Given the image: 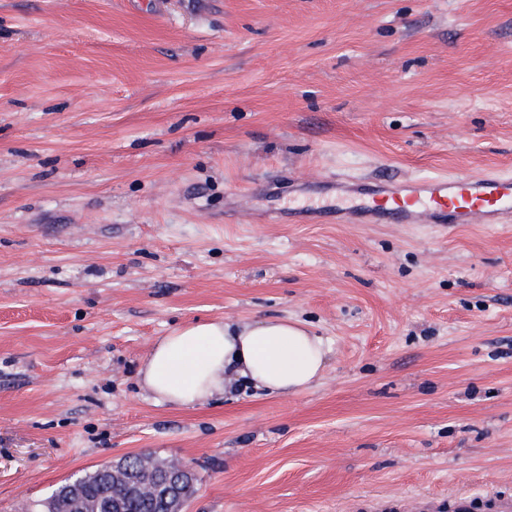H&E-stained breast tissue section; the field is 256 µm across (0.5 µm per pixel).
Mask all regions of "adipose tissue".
I'll use <instances>...</instances> for the list:
<instances>
[{
	"label": "adipose tissue",
	"instance_id": "obj_1",
	"mask_svg": "<svg viewBox=\"0 0 512 512\" xmlns=\"http://www.w3.org/2000/svg\"><path fill=\"white\" fill-rule=\"evenodd\" d=\"M328 351L323 338L296 320L217 319L161 337L139 374L157 401L194 407L235 390L299 393L321 377Z\"/></svg>",
	"mask_w": 512,
	"mask_h": 512
}]
</instances>
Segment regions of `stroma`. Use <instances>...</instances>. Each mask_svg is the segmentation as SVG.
I'll list each match as a JSON object with an SVG mask.
<instances>
[{
  "label": "stroma",
  "instance_id": "35a3bbf8",
  "mask_svg": "<svg viewBox=\"0 0 512 512\" xmlns=\"http://www.w3.org/2000/svg\"><path fill=\"white\" fill-rule=\"evenodd\" d=\"M512 171V0H0V512L141 453L185 512L512 496V224H292L336 180ZM290 318L298 395L138 384ZM328 352L326 341L296 320L217 319L161 337L139 374L157 401L194 407L235 390L297 394L321 377Z\"/></svg>",
  "mask_w": 512,
  "mask_h": 512
}]
</instances>
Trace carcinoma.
<instances>
[{
  "mask_svg": "<svg viewBox=\"0 0 512 512\" xmlns=\"http://www.w3.org/2000/svg\"><path fill=\"white\" fill-rule=\"evenodd\" d=\"M167 459L138 454L59 487L43 501L46 512H109L105 501L118 496L124 512H175L174 498H165L157 489L160 467ZM147 487V492L128 494L131 486Z\"/></svg>",
  "mask_w": 512,
  "mask_h": 512,
  "instance_id": "obj_1",
  "label": "carcinoma"
}]
</instances>
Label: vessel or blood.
<instances>
[{"instance_id":"vessel-or-blood-1","label":"vessel or blood","mask_w":512,"mask_h":512,"mask_svg":"<svg viewBox=\"0 0 512 512\" xmlns=\"http://www.w3.org/2000/svg\"><path fill=\"white\" fill-rule=\"evenodd\" d=\"M336 216L362 224H511L512 175L480 173L399 181L379 178L375 193Z\"/></svg>"}]
</instances>
